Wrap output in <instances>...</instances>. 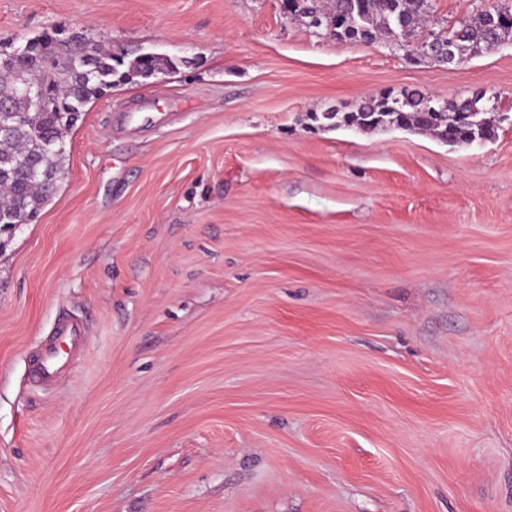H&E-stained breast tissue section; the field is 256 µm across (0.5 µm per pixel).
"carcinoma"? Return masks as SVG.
I'll list each match as a JSON object with an SVG mask.
<instances>
[{"label": "carcinoma", "instance_id": "carcinoma-1", "mask_svg": "<svg viewBox=\"0 0 512 512\" xmlns=\"http://www.w3.org/2000/svg\"><path fill=\"white\" fill-rule=\"evenodd\" d=\"M299 16L318 28L332 18H343L346 39L373 43L384 37L405 36L399 44L405 56L419 55L444 63V45L454 40L459 55L470 58L512 42V27L498 24L501 15H512L511 6L482 12L472 21H462L448 35L411 43L424 27L428 0H297ZM28 48L0 57V96H10V107L28 112L24 123L8 130L0 128V216L9 215L19 224L38 217L48 201L45 180L59 181L65 173L66 146L60 144L91 100L104 89L146 81L158 74L174 73L184 60L155 52L130 58L86 38L60 41L49 29L25 40ZM29 73L41 89L37 108L17 93L19 76ZM471 96L461 95L446 103L414 91L400 98L371 97L355 112L343 114L339 122L356 124L369 131L395 126L414 132L436 131L444 139L470 143L494 133L490 119L470 123L461 114L470 111Z\"/></svg>", "mask_w": 512, "mask_h": 512}]
</instances>
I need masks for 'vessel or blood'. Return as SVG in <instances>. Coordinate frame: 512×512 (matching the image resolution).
I'll use <instances>...</instances> for the list:
<instances>
[{
	"label": "vessel or blood",
	"mask_w": 512,
	"mask_h": 512,
	"mask_svg": "<svg viewBox=\"0 0 512 512\" xmlns=\"http://www.w3.org/2000/svg\"><path fill=\"white\" fill-rule=\"evenodd\" d=\"M83 344L82 323L73 317L60 318L50 335L28 356V376L32 384L44 391L55 389L67 374Z\"/></svg>",
	"instance_id": "vessel-or-blood-1"
}]
</instances>
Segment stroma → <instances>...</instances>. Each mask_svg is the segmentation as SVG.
Here are the masks:
<instances>
[{
    "label": "stroma",
    "instance_id": "1",
    "mask_svg": "<svg viewBox=\"0 0 512 512\" xmlns=\"http://www.w3.org/2000/svg\"><path fill=\"white\" fill-rule=\"evenodd\" d=\"M53 26L183 64L89 103L0 235V512H512V43L439 66L283 0H0L1 43ZM413 90L484 94L493 136L331 118ZM84 338V328L78 319L60 318L50 336L28 356V376L32 384L44 391L54 390L67 374Z\"/></svg>",
    "mask_w": 512,
    "mask_h": 512
}]
</instances>
